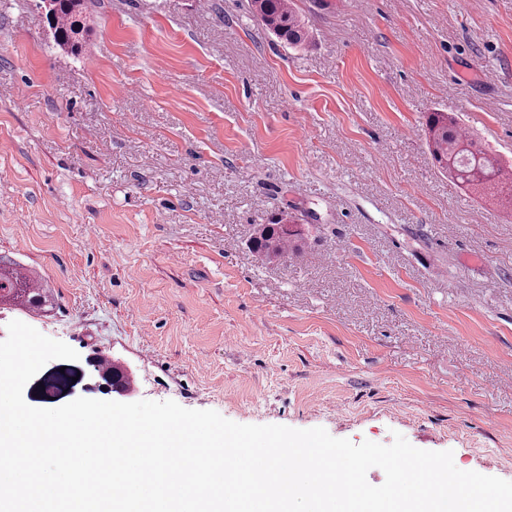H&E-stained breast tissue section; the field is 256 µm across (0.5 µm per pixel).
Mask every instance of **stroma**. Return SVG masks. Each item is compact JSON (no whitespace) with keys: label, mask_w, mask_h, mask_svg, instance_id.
I'll return each mask as SVG.
<instances>
[{"label":"stroma","mask_w":512,"mask_h":512,"mask_svg":"<svg viewBox=\"0 0 512 512\" xmlns=\"http://www.w3.org/2000/svg\"><path fill=\"white\" fill-rule=\"evenodd\" d=\"M86 3L74 57L35 0H0V254L56 297L0 308V340L19 320L80 355L26 402L114 399L103 350L133 402L398 432L512 481V210L421 132L454 112L512 161V0H294L299 51L248 0ZM278 212L307 239L268 262L249 238Z\"/></svg>","instance_id":"stroma-1"}]
</instances>
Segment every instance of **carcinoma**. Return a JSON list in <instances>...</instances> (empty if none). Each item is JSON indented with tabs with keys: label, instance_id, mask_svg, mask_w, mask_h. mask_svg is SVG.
Segmentation results:
<instances>
[{
	"label": "carcinoma",
	"instance_id": "1",
	"mask_svg": "<svg viewBox=\"0 0 512 512\" xmlns=\"http://www.w3.org/2000/svg\"><path fill=\"white\" fill-rule=\"evenodd\" d=\"M252 13L277 39L289 46H301L308 39L304 22L290 0H251ZM84 0H51L48 20L54 43L76 55L86 20ZM425 137L438 170L482 200L503 209L512 207V169L489 153L472 134L459 127L450 112H430L425 118ZM303 239L300 225L279 217L271 224L258 225L252 238L254 252L268 259L286 258L294 243ZM0 305L25 310L52 306V296L33 273L0 255Z\"/></svg>",
	"mask_w": 512,
	"mask_h": 512
}]
</instances>
